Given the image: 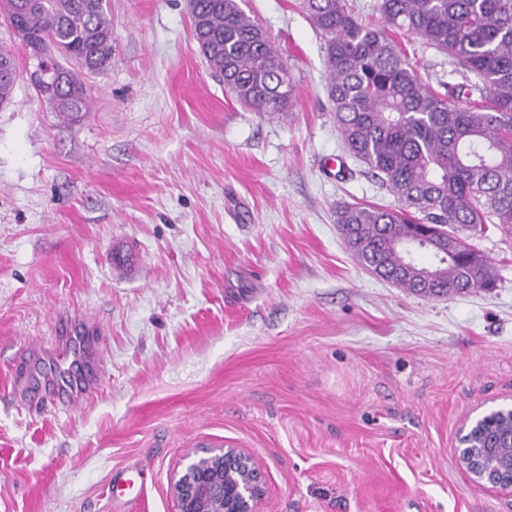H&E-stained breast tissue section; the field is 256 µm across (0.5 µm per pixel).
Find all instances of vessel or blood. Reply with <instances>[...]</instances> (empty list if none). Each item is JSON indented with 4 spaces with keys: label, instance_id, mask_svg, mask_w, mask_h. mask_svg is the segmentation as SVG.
<instances>
[{
    "label": "vessel or blood",
    "instance_id": "b4317fda",
    "mask_svg": "<svg viewBox=\"0 0 512 512\" xmlns=\"http://www.w3.org/2000/svg\"><path fill=\"white\" fill-rule=\"evenodd\" d=\"M112 272L121 278L136 277L141 268L137 246L118 239L112 244L109 261ZM62 348L46 355L40 370H28L19 377L16 393L22 404L36 409L44 406V393H54L64 405H81L89 395L94 377L102 369L101 345L104 328L93 321L66 323L61 329Z\"/></svg>",
    "mask_w": 512,
    "mask_h": 512
}]
</instances>
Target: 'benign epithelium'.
Wrapping results in <instances>:
<instances>
[{
	"mask_svg": "<svg viewBox=\"0 0 512 512\" xmlns=\"http://www.w3.org/2000/svg\"><path fill=\"white\" fill-rule=\"evenodd\" d=\"M34 84L53 88L57 70L40 54ZM486 416L467 421L460 429L456 462L476 485L512 494V472L496 466V449L485 440ZM176 512H261L269 492L268 481L254 457L242 448L206 449L189 460L174 480Z\"/></svg>",
	"mask_w": 512,
	"mask_h": 512,
	"instance_id": "1",
	"label": "benign epithelium"
}]
</instances>
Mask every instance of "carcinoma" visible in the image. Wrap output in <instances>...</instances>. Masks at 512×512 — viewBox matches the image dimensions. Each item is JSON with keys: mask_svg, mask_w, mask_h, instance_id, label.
Here are the masks:
<instances>
[{"mask_svg": "<svg viewBox=\"0 0 512 512\" xmlns=\"http://www.w3.org/2000/svg\"><path fill=\"white\" fill-rule=\"evenodd\" d=\"M323 38L326 92L347 150L400 202L336 212L358 262L399 288L440 298L495 286L494 265L465 232L512 233V0H377L366 25L347 0H302ZM26 49L63 78L47 97L87 112L90 72L112 60L107 0H0ZM192 34L211 72L255 112H289L294 88L279 49L238 0H193ZM406 31L455 59L465 81L438 92L387 30ZM429 242L422 264L411 238Z\"/></svg>", "mask_w": 512, "mask_h": 512, "instance_id": "carcinoma-1", "label": "carcinoma"}]
</instances>
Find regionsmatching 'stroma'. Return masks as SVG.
I'll list each match as a JSON object with an SVG mask.
<instances>
[{"instance_id":"1","label":"stroma","mask_w":512,"mask_h":512,"mask_svg":"<svg viewBox=\"0 0 512 512\" xmlns=\"http://www.w3.org/2000/svg\"><path fill=\"white\" fill-rule=\"evenodd\" d=\"M112 63L81 74L89 111H54L17 67L0 106V512H175L186 454L250 452L262 512H512L458 467L468 415L512 404V234L470 241L495 288L429 298L368 272L336 210L397 207L347 152L323 39L300 0H243L294 85L286 114L241 105L191 34L187 0H107ZM394 39L430 87L453 59ZM143 277L113 280L115 239ZM106 330L103 377L75 408L15 398L25 350L60 322ZM147 474L134 504L111 481Z\"/></svg>"}]
</instances>
